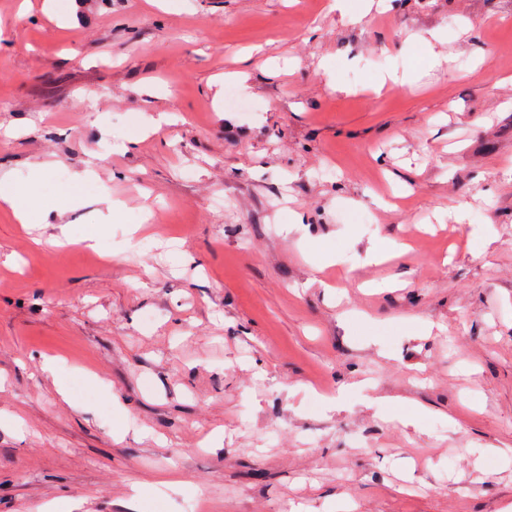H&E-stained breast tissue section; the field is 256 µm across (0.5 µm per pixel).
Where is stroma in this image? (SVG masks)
<instances>
[{"mask_svg":"<svg viewBox=\"0 0 512 512\" xmlns=\"http://www.w3.org/2000/svg\"><path fill=\"white\" fill-rule=\"evenodd\" d=\"M0 178V512H512V0H0ZM0 207L11 209L21 224H28L36 213L45 211L43 198L31 190L19 193L9 182L0 181Z\"/></svg>","mask_w":512,"mask_h":512,"instance_id":"stroma-1","label":"stroma"}]
</instances>
